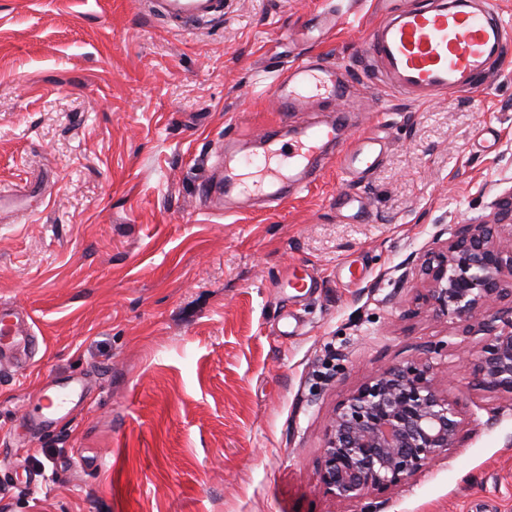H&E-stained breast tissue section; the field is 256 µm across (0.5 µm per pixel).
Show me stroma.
<instances>
[{
    "label": "stroma",
    "mask_w": 512,
    "mask_h": 512,
    "mask_svg": "<svg viewBox=\"0 0 512 512\" xmlns=\"http://www.w3.org/2000/svg\"><path fill=\"white\" fill-rule=\"evenodd\" d=\"M424 2L226 0L223 20L182 24L137 0H0V186L47 188L0 216V303L32 311L41 340L0 349V512H512V396L473 384L478 337L418 309L413 275L512 188V49L479 89L391 90L369 35ZM307 55L342 67L344 96L278 111L283 66ZM341 110L345 145L388 140L362 181L329 166L276 208L202 207L224 140ZM349 189L364 216L337 212ZM299 265L317 286L296 302ZM438 343L455 447L330 498L333 409ZM76 377L87 394L29 428L46 384Z\"/></svg>",
    "instance_id": "obj_1"
}]
</instances>
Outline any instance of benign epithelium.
I'll return each instance as SVG.
<instances>
[{
    "instance_id": "obj_1",
    "label": "benign epithelium",
    "mask_w": 512,
    "mask_h": 512,
    "mask_svg": "<svg viewBox=\"0 0 512 512\" xmlns=\"http://www.w3.org/2000/svg\"><path fill=\"white\" fill-rule=\"evenodd\" d=\"M484 219L462 228L420 264L419 301L432 316L481 336L472 379L512 396V188ZM459 413L433 367L418 359L388 367L336 406L320 464L324 492L354 502L405 481L454 447Z\"/></svg>"
}]
</instances>
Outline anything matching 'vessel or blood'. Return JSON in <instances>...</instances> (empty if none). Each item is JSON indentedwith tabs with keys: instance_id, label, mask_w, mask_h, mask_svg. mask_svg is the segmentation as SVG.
<instances>
[{
	"instance_id": "1",
	"label": "vessel or blood",
	"mask_w": 512,
	"mask_h": 512,
	"mask_svg": "<svg viewBox=\"0 0 512 512\" xmlns=\"http://www.w3.org/2000/svg\"><path fill=\"white\" fill-rule=\"evenodd\" d=\"M142 4L149 13L168 19L210 20L224 13V0H142ZM511 41L512 31L502 22L496 0H436L426 7L405 6L392 12L374 30L368 52L380 63L385 85L421 100L450 90L477 89L492 61ZM342 93L339 67L306 57L287 67L273 96L281 111L306 112L314 100ZM344 130L345 117L339 112L297 126L284 147L275 132H265L243 153L218 159L219 176L202 186V203L218 215L224 212L225 198L233 196L261 194L278 204L285 186L301 185L304 177L332 162L352 179H361L379 164L381 140L363 137L349 149L330 153ZM0 339L31 352L39 345L28 312L17 307L0 305Z\"/></svg>"
}]
</instances>
